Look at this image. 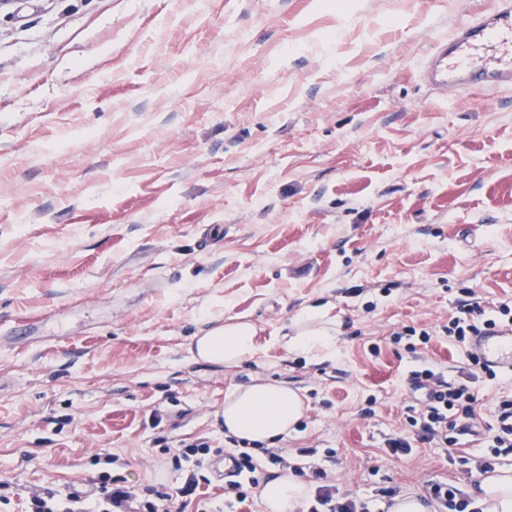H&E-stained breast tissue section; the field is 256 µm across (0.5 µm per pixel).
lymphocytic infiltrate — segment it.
<instances>
[{
    "label": "lymphocytic infiltrate",
    "mask_w": 512,
    "mask_h": 512,
    "mask_svg": "<svg viewBox=\"0 0 512 512\" xmlns=\"http://www.w3.org/2000/svg\"><path fill=\"white\" fill-rule=\"evenodd\" d=\"M501 325L512 326L511 307L500 305L493 314L482 308L479 301L471 299L461 304L458 315L451 317L442 331L449 343L462 344L483 330ZM468 360L470 368L464 380L458 382L448 381L428 363L411 370L408 381L418 398L415 405L408 408V436H394L385 441L392 454H410L417 443L455 445L460 436L470 435L481 441L486 450L476 465L477 473L482 476L494 472L498 460L512 456V395L500 397L494 425L483 427L477 412L478 395L470 382L481 373L492 380L497 379L498 374L476 354H469ZM210 451V446L204 442L187 444L180 449L179 459L189 463L191 470L184 483L173 489L149 485L137 494L122 476H100V483L108 488L109 506L113 512H172L175 507L183 508L200 501L201 490L209 483L205 469ZM334 454L331 448L322 454L314 448H300L291 456L281 448L235 446L230 452L235 472L224 480V496L231 504L252 499L266 484L264 469L278 468L313 479L316 487L308 512H370L366 502L327 483V473L319 459Z\"/></svg>",
    "instance_id": "f902f5d3"
}]
</instances>
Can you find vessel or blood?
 I'll return each instance as SVG.
<instances>
[{"mask_svg": "<svg viewBox=\"0 0 512 512\" xmlns=\"http://www.w3.org/2000/svg\"><path fill=\"white\" fill-rule=\"evenodd\" d=\"M424 78L461 90L512 87V0H497L488 15L459 26L440 40ZM473 352L488 366L512 377V327H496L473 337Z\"/></svg>", "mask_w": 512, "mask_h": 512, "instance_id": "vessel-or-blood-1", "label": "vessel or blood"}]
</instances>
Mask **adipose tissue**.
I'll return each instance as SVG.
<instances>
[{
	"label": "adipose tissue",
	"instance_id": "adipose-tissue-1",
	"mask_svg": "<svg viewBox=\"0 0 512 512\" xmlns=\"http://www.w3.org/2000/svg\"><path fill=\"white\" fill-rule=\"evenodd\" d=\"M297 333L286 345L303 354L329 353L336 346V331L315 316L297 319ZM258 329L249 321H227L195 337L197 360L233 367L254 356ZM304 403L297 389L283 382H258L235 389L220 411L227 434L250 441L286 437L301 418ZM310 495L309 485L286 473L268 483L261 494L265 512H298ZM474 502L481 512H512V473L501 471L485 479Z\"/></svg>",
	"mask_w": 512,
	"mask_h": 512
}]
</instances>
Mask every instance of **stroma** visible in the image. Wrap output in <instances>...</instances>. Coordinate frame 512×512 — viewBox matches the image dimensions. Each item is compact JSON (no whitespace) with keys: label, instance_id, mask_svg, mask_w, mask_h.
Returning <instances> with one entry per match:
<instances>
[{"label":"stroma","instance_id":"obj_1","mask_svg":"<svg viewBox=\"0 0 512 512\" xmlns=\"http://www.w3.org/2000/svg\"><path fill=\"white\" fill-rule=\"evenodd\" d=\"M495 2L0 0V512L83 479L102 499L104 470L179 485L174 450L223 453L224 400L258 381L305 403L279 447L335 449L329 479L371 512L387 481L474 489L477 443L383 447L410 370L467 364L394 328L472 292L512 305V88L421 76ZM51 311L33 343L23 319ZM307 312L336 325L328 356L284 345ZM238 317L254 358H193Z\"/></svg>","mask_w":512,"mask_h":512}]
</instances>
